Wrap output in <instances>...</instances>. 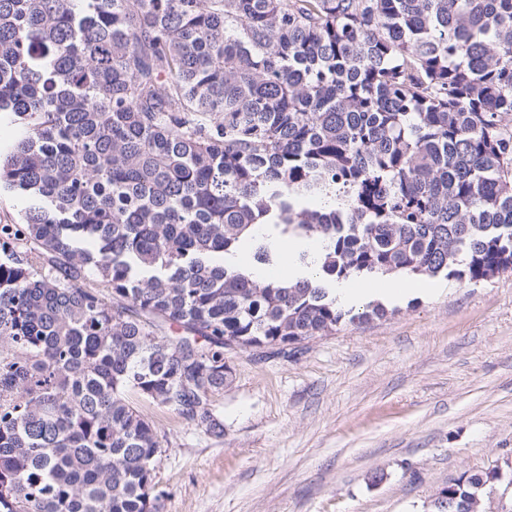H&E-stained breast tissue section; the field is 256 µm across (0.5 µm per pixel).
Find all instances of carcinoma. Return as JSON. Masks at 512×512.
I'll return each instance as SVG.
<instances>
[{
    "label": "carcinoma",
    "instance_id": "1",
    "mask_svg": "<svg viewBox=\"0 0 512 512\" xmlns=\"http://www.w3.org/2000/svg\"><path fill=\"white\" fill-rule=\"evenodd\" d=\"M0 112V512H160L134 401L224 436L225 351L330 334L327 281L512 271V0H0ZM265 224L316 283L226 262ZM24 208L22 198L4 186H0V224H17ZM305 241L301 239L292 240L288 244V261H285L282 266H279L276 269V272L282 276L288 278V280H298L301 278H305L309 276V271L304 268H299L296 264L293 263V255L297 250H302L308 245L303 251L309 256L316 255L320 250V243L314 239L306 238ZM300 252V253H301Z\"/></svg>",
    "mask_w": 512,
    "mask_h": 512
}]
</instances>
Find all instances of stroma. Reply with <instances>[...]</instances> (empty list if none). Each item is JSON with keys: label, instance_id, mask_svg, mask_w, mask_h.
I'll list each match as a JSON object with an SVG mask.
<instances>
[{"label": "stroma", "instance_id": "stroma-1", "mask_svg": "<svg viewBox=\"0 0 512 512\" xmlns=\"http://www.w3.org/2000/svg\"><path fill=\"white\" fill-rule=\"evenodd\" d=\"M433 283L285 355L227 350L222 438L141 404L161 512H432L512 458V272Z\"/></svg>", "mask_w": 512, "mask_h": 512}]
</instances>
